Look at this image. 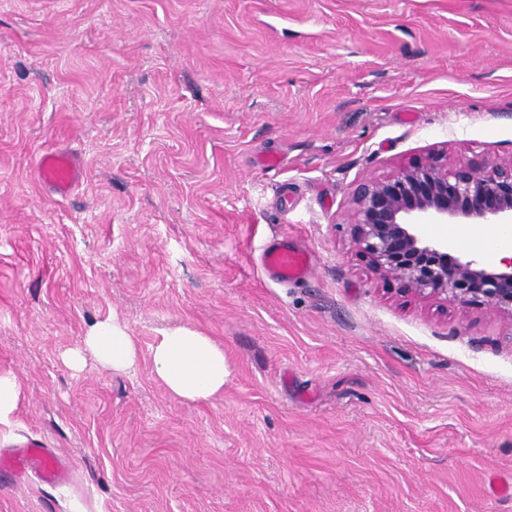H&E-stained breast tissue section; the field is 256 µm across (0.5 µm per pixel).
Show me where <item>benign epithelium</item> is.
I'll list each match as a JSON object with an SVG mask.
<instances>
[{"instance_id":"1","label":"benign epithelium","mask_w":512,"mask_h":512,"mask_svg":"<svg viewBox=\"0 0 512 512\" xmlns=\"http://www.w3.org/2000/svg\"><path fill=\"white\" fill-rule=\"evenodd\" d=\"M352 243L371 271L423 301L479 303L512 320V260L490 267L450 253L426 224H512V158L448 168L429 154L356 185L350 197Z\"/></svg>"}]
</instances>
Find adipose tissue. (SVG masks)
I'll use <instances>...</instances> for the list:
<instances>
[{"mask_svg": "<svg viewBox=\"0 0 512 512\" xmlns=\"http://www.w3.org/2000/svg\"><path fill=\"white\" fill-rule=\"evenodd\" d=\"M90 358L123 375L137 366L140 352L134 336L112 318L92 325L80 345L63 355L65 365L77 372ZM150 359L155 377L174 398L196 403L224 390V348L193 327L181 325L163 332L151 347Z\"/></svg>", "mask_w": 512, "mask_h": 512, "instance_id": "obj_1", "label": "adipose tissue"}]
</instances>
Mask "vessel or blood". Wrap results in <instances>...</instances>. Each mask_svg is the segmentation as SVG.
<instances>
[{"instance_id": "b4317fda", "label": "vessel or blood", "mask_w": 512, "mask_h": 512, "mask_svg": "<svg viewBox=\"0 0 512 512\" xmlns=\"http://www.w3.org/2000/svg\"><path fill=\"white\" fill-rule=\"evenodd\" d=\"M36 171L41 183L60 198H67L81 180L82 172L73 155L64 151H47L39 155ZM268 274L282 284L306 280L312 269L308 251L278 244L268 247L262 256ZM0 474L8 477L35 475L42 483L58 487L67 484L69 469L55 449L31 442L0 457Z\"/></svg>"}]
</instances>
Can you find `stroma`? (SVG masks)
Masks as SVG:
<instances>
[{
  "label": "stroma",
  "mask_w": 512,
  "mask_h": 512,
  "mask_svg": "<svg viewBox=\"0 0 512 512\" xmlns=\"http://www.w3.org/2000/svg\"><path fill=\"white\" fill-rule=\"evenodd\" d=\"M442 151L512 157V0H0V451L73 468L0 512H512V320L397 292L346 222ZM110 317L136 369L65 367ZM182 324L224 346L210 400L152 373ZM36 171L40 182L62 199L71 195L82 177L74 156L64 151L40 154L36 161ZM262 265L275 281L297 283L309 277L312 256L308 251L290 248L288 244L272 245L263 253ZM21 394V384L12 373L0 374V423H6L16 410Z\"/></svg>",
  "instance_id": "stroma-1"
}]
</instances>
